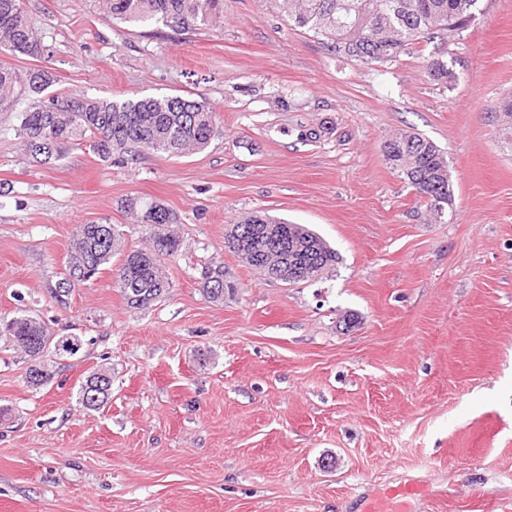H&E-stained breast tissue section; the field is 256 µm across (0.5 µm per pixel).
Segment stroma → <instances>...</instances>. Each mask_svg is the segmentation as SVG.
<instances>
[{"label": "stroma", "mask_w": 512, "mask_h": 512, "mask_svg": "<svg viewBox=\"0 0 512 512\" xmlns=\"http://www.w3.org/2000/svg\"><path fill=\"white\" fill-rule=\"evenodd\" d=\"M23 6L43 52L0 67L51 68L59 97L200 96L223 133L184 157L85 143L42 163L0 111V318L82 340L37 389L0 351V512H352L411 482L407 512L512 507V0L384 65L336 59L275 0H224L185 33L112 21L103 0ZM434 56L450 84L428 78ZM406 131L447 155L443 212L384 159ZM134 195L180 216L169 295L131 309L107 265L58 305L76 225L145 239L119 207ZM251 211L314 229L334 269L261 279L224 246ZM215 265L236 285L220 304L200 290ZM103 367L111 403L80 407ZM97 381H102V385L110 384L111 388L108 395H104L100 401H92L89 397L92 393H97L100 397L103 396L96 388L93 386L97 383ZM112 397V371L111 369H100L96 373L92 374L88 377L86 382L81 386L80 391L78 392L77 402L82 407L86 409L96 410L101 405L107 403L109 399Z\"/></svg>", "instance_id": "stroma-1"}]
</instances>
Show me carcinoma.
Returning <instances> with one entry per match:
<instances>
[{
    "instance_id": "obj_1",
    "label": "carcinoma",
    "mask_w": 512,
    "mask_h": 512,
    "mask_svg": "<svg viewBox=\"0 0 512 512\" xmlns=\"http://www.w3.org/2000/svg\"><path fill=\"white\" fill-rule=\"evenodd\" d=\"M112 18L129 23L161 22L179 31L208 26L224 9V0H105ZM281 13L294 26L312 34L333 56L354 58L366 64H386L398 60L412 46L431 43L447 31L469 24V4L478 0H276ZM0 48L12 55L36 57L41 42L29 25L21 0H0ZM54 75L46 68L18 72L0 67V108L18 109V131L26 149L47 162L58 155L65 142H91L102 159L114 152L135 155L144 148L169 156L205 150L222 134L216 113L202 100L182 95L128 97L124 100H46L42 94L53 85ZM383 155L390 168L404 179L436 211L452 201L445 152L419 133H406L384 142ZM137 224L156 228L144 246H125V234L115 224L76 226L64 278L71 280L65 293L52 291L61 305L73 289L90 281L100 267L118 258L114 283L127 305L146 309L163 300L172 288L167 265L177 259L182 248L180 236L165 229L179 223L178 215L153 198L133 196L121 203ZM274 228L284 247L279 252V268L298 269L297 278L314 280L331 269L337 253L313 229L290 224L258 212L230 225L225 241L234 244L231 252L245 259L262 277H267L265 255L270 248L268 228ZM202 293L213 302H224V269L208 267L203 272ZM77 354L74 336H57L37 318L22 313L0 319V349L21 352L24 362H37L41 372L26 367L24 382L38 388L48 384L54 370L44 356L57 347ZM112 383V371L101 369L88 377L78 392L77 402L95 410L111 399L106 395L93 401L94 385Z\"/></svg>"
}]
</instances>
